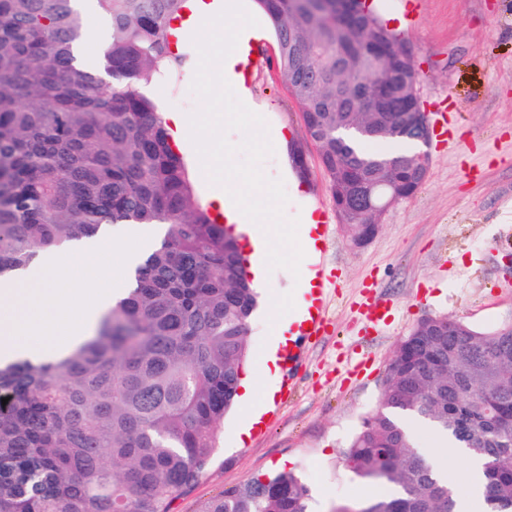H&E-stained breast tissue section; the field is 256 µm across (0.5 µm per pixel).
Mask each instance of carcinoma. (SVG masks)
<instances>
[{
  "mask_svg": "<svg viewBox=\"0 0 512 512\" xmlns=\"http://www.w3.org/2000/svg\"><path fill=\"white\" fill-rule=\"evenodd\" d=\"M108 22L102 71L79 63V0H0V281L38 252L113 224H159L165 233L140 262L124 296L91 336L51 360L0 367V512H172L214 456L248 356L256 294L238 239L194 202V182L157 104L141 91L185 63L170 37L186 0H94ZM271 20L287 82L300 69L322 79L297 100L311 115L334 198L350 192L348 164L391 188L400 175L374 161V142L347 151L336 130L381 126L377 112L336 109V58L374 87L411 60L361 39L329 35L327 17L259 0ZM315 52L298 61L291 44ZM420 421L484 461L485 496L512 512V473L493 468L512 451V338L446 317L419 322L386 365L380 402L341 453L344 467L378 490L375 512H448V484L410 424ZM201 512H308V489L288 471L224 491Z\"/></svg>",
  "mask_w": 512,
  "mask_h": 512,
  "instance_id": "carcinoma-1",
  "label": "carcinoma"
}]
</instances>
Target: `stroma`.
<instances>
[{"mask_svg": "<svg viewBox=\"0 0 512 512\" xmlns=\"http://www.w3.org/2000/svg\"><path fill=\"white\" fill-rule=\"evenodd\" d=\"M383 18L411 47L429 111L444 113L448 133L432 137L429 173L410 197L389 209L364 246L351 244L336 222V203L319 167L316 146L278 68L265 57L277 51L268 24L257 31L264 59L248 65L250 108L269 126L274 152L261 168L283 179L286 217L320 203L329 220L321 241L328 282L326 325L302 350L292 389L275 400L249 438L238 440L240 409L225 415L218 451L198 481L174 502L173 512L202 504L250 480L280 471L302 477L309 512H337L359 500L361 482L340 453L378 406L387 363L422 319L445 316L490 332L512 321V0H379ZM188 62L169 84L146 87L163 115L200 107L191 91L199 55L192 35ZM302 151L306 178L296 173ZM258 307L248 336L257 389L268 379L256 357L302 283L285 269L261 273ZM420 447L444 457L448 485L466 497L468 457L438 444L431 428L415 423Z\"/></svg>", "mask_w": 512, "mask_h": 512, "instance_id": "stroma-1", "label": "stroma"}]
</instances>
